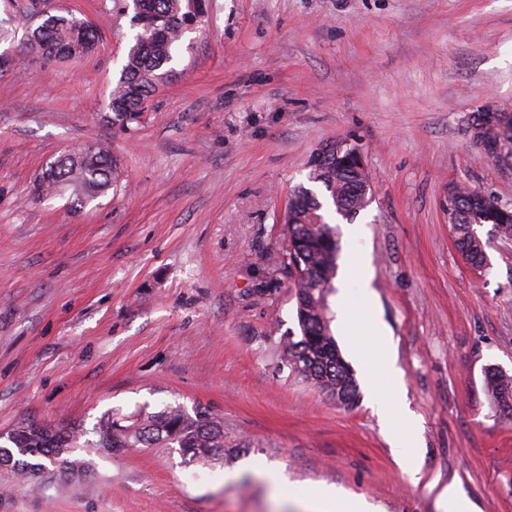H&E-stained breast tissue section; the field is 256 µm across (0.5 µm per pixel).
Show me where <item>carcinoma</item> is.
Masks as SVG:
<instances>
[{"instance_id":"cac0c4a2","label":"carcinoma","mask_w":512,"mask_h":512,"mask_svg":"<svg viewBox=\"0 0 512 512\" xmlns=\"http://www.w3.org/2000/svg\"><path fill=\"white\" fill-rule=\"evenodd\" d=\"M210 0H133L134 44L127 53L120 78L112 89L108 109L112 123L122 127L138 121L145 103L163 77L162 69L174 57L186 31L198 27L208 14ZM98 42L95 29L65 15H46L31 31L29 49L48 61H61L92 53ZM465 131L474 144L476 137L496 139V125L485 112L471 113ZM308 180L321 185L335 213L353 221L367 206L371 186L369 174L360 173L354 161L332 154L325 163L309 164ZM117 158L98 143L81 144L62 154L42 172L33 187L35 200L69 193L80 206L105 195L119 177ZM449 209L454 245L462 261L475 271L489 265L487 243L477 227L492 225L498 233L512 237V208L490 195L464 186L451 190ZM317 193L300 185L289 193L285 214L288 244L284 261L290 269L295 291L296 315L301 333L285 346V361L291 370L320 391L352 407L358 401V386L343 359L331 329L328 296L334 288L339 243L336 227L322 214ZM485 385L493 406L512 416V376L490 367ZM98 448H178L183 455L203 463L224 459V420L201 408L194 415L178 406L160 411L144 404L132 413L107 412L93 428ZM85 435L81 429L24 422L0 435V470L23 479L29 475L57 471L79 473L84 464L71 458L72 449Z\"/></svg>"}]
</instances>
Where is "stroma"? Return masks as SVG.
Returning a JSON list of instances; mask_svg holds the SVG:
<instances>
[{"label": "stroma", "mask_w": 512, "mask_h": 512, "mask_svg": "<svg viewBox=\"0 0 512 512\" xmlns=\"http://www.w3.org/2000/svg\"><path fill=\"white\" fill-rule=\"evenodd\" d=\"M46 7L87 20L99 43L80 59L27 58L32 0H0V433L177 405L223 418L227 447L216 463L78 448L80 474L29 476L0 491V512H295L289 494L319 485L381 512H440L449 483L474 512H512V416L484 386L486 368L512 375V239L478 227L480 273L448 224L456 185L512 206V164L464 123L488 103L512 113V0H211L125 128L107 103L131 12ZM339 137L363 148L372 197L336 226L335 286L359 335L387 332L403 388L386 409L413 421V476L352 337L334 334L358 385L351 408L281 359L299 334L288 194ZM84 142L118 157L116 189L76 208L32 200L46 165Z\"/></svg>", "instance_id": "35a3bbf8"}]
</instances>
